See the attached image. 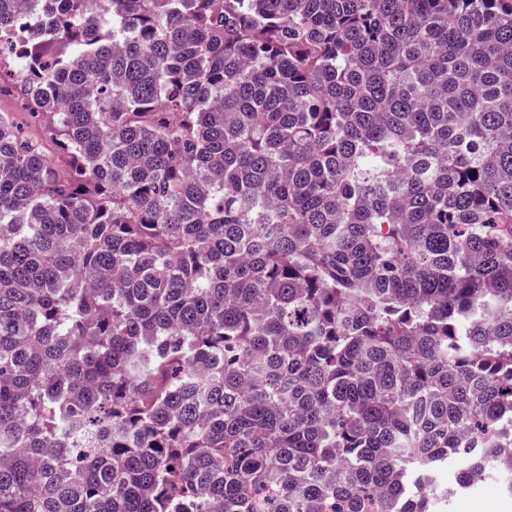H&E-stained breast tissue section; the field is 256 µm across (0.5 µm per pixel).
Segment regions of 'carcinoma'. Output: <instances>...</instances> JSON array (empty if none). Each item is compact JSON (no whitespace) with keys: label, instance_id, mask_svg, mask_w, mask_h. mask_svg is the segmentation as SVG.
<instances>
[{"label":"carcinoma","instance_id":"cac0c4a2","mask_svg":"<svg viewBox=\"0 0 512 512\" xmlns=\"http://www.w3.org/2000/svg\"><path fill=\"white\" fill-rule=\"evenodd\" d=\"M3 95L0 512L512 473V0H0Z\"/></svg>","mask_w":512,"mask_h":512}]
</instances>
